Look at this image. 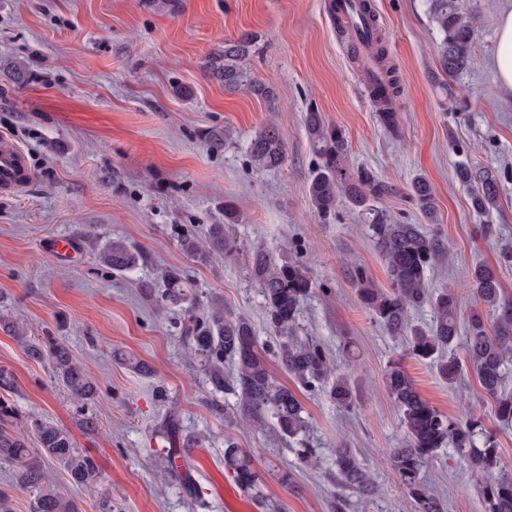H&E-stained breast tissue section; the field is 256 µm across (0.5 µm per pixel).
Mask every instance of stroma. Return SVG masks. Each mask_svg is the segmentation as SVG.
<instances>
[{"label": "stroma", "mask_w": 512, "mask_h": 512, "mask_svg": "<svg viewBox=\"0 0 512 512\" xmlns=\"http://www.w3.org/2000/svg\"><path fill=\"white\" fill-rule=\"evenodd\" d=\"M371 2L401 85L396 136L380 124L328 0H174L165 7L0 0V135L26 152L32 173L24 192L0 195V317L28 337L65 342L100 389L95 400L75 399L49 363L30 359L0 330V368L15 377L8 399L17 416L9 426L22 429L38 415L69 430L78 451L97 461L112 512H413L388 461L403 429L383 374L402 342L370 318L358 294L363 282L387 287L384 261L347 204L326 219L314 212L308 185L318 158L303 116L317 110L345 132L350 167L368 168L391 186L378 205L398 221L422 223L409 187L418 175L430 181L443 242L430 287L454 288L462 314H470L477 306L470 268L497 264L512 299V264L500 253L512 246V92L501 87L493 62L499 19L512 0H465L477 20L475 52L448 92L438 78L442 34L426 0ZM246 32L258 37L247 71L275 84L276 106L226 89L204 67L211 52ZM178 84L190 96L175 95ZM271 125L286 158L278 169L260 170L247 147ZM224 129L232 133L228 146L210 151L206 132ZM461 161L499 177L498 209L472 211L455 178ZM228 208L238 214L235 251L202 262L182 251L175 227L204 232L223 223ZM477 224L495 225L496 242L476 237ZM60 235L78 242L79 259H55L50 243ZM116 238L143 254L135 272L99 265L98 249ZM258 246L308 264L315 288L294 336L320 340L353 370L351 410L326 393L297 392L309 416L306 439L318 454L312 467L300 463L294 445L246 423L235 397L211 391L174 326L179 309L158 312L148 289L160 284L163 269L185 270L203 295L247 316L261 346H275L248 277ZM132 358L150 364L153 375L134 371ZM404 367L441 412L472 413L496 429L501 461L512 469V426L498 423L474 375L451 386L427 363L409 358ZM87 413L95 430L82 426ZM167 420L179 434L205 438L189 455L187 475L163 473L153 430ZM228 440L254 453L262 496L239 488L225 469ZM340 448L369 467L378 496L336 485ZM280 470L290 485L278 481ZM424 477L446 512H484L473 476L451 450L433 458Z\"/></svg>", "instance_id": "stroma-1"}]
</instances>
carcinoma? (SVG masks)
Wrapping results in <instances>:
<instances>
[{
  "mask_svg": "<svg viewBox=\"0 0 512 512\" xmlns=\"http://www.w3.org/2000/svg\"><path fill=\"white\" fill-rule=\"evenodd\" d=\"M429 12L443 34L440 68L455 80L472 61L475 25L462 0H430ZM257 44V36L244 33L234 41L224 42V49L206 62L211 75L228 89H245L275 106L276 87L266 81L245 79L244 66ZM374 99L397 98L399 84L394 70H389L386 85L370 91ZM304 123L309 142L319 158L309 181L314 212L327 217L345 201L358 212L360 223L381 254L389 288L377 289L363 282L360 297L371 318L391 336L404 341V351L389 361L384 373L387 393L398 409L404 429L402 446L389 454L390 466L412 501L414 512H445V505L421 477L426 464L443 448H450L478 479L477 490L485 512H512V470L500 458L497 434L482 425L472 414L451 417L439 411L416 389L402 364L413 358L433 363L438 377L454 385L465 372L475 376L483 392L495 402L496 416L504 425L512 424V389L508 387L512 370V300L500 286L498 270L479 264L470 272V287L481 309L466 323L460 322V300L451 288L430 290L427 273L441 250L442 241L418 224H401L379 209L375 201L390 193L391 187L365 168L348 165V143L342 130L324 121L321 113L310 110ZM251 163L259 169L280 167L286 147L273 128L258 131L249 144ZM459 182L468 189L470 204L479 214L498 207L499 188L493 173L467 163L457 167ZM410 199L425 221H436L433 189L424 177L411 184ZM234 217L224 214V223L207 228L211 250L231 251L235 247L230 233ZM181 249L199 261L206 259L196 236L179 233ZM98 261L116 272H132L144 256L121 239L106 243ZM250 276L259 287L269 327L278 335L280 365L301 387L310 392L329 385L328 394L343 409L355 404L350 375L341 371L325 346L316 339L294 341L303 301L310 295L313 281L308 268L300 262L279 264L263 248H256L250 259ZM163 288L157 295L158 306L181 308L178 330L188 354L197 362L213 392L232 395L243 416L254 427L271 431L282 439L302 441L308 429L307 412L288 387L277 383L268 369L266 351L260 345L251 321L231 311L222 300L212 298L203 305L191 276L177 268L161 272ZM433 309V323L422 326L411 313L424 305ZM0 326L25 345L27 356L49 361L54 377L75 396L91 400L97 387L85 369L73 358L69 347L55 336L29 340L13 321ZM463 338L465 359L456 356V342ZM234 363V373L224 376V361ZM26 429L32 431L41 457L59 463L70 484L92 488L98 479L95 459L78 451L69 431L53 423L32 417ZM160 436L168 443L170 470L177 468L175 447L188 451L203 447L199 436H178L166 422ZM0 461L20 464L18 481L35 491L33 512H77L67 497L54 489L38 461L30 460L25 436L0 430ZM336 482L357 490L366 497L378 494L371 472L351 448L336 449ZM224 467L242 488L260 491L261 478L254 456L234 442H225Z\"/></svg>",
  "mask_w": 512,
  "mask_h": 512,
  "instance_id": "cac0c4a2",
  "label": "carcinoma"
}]
</instances>
